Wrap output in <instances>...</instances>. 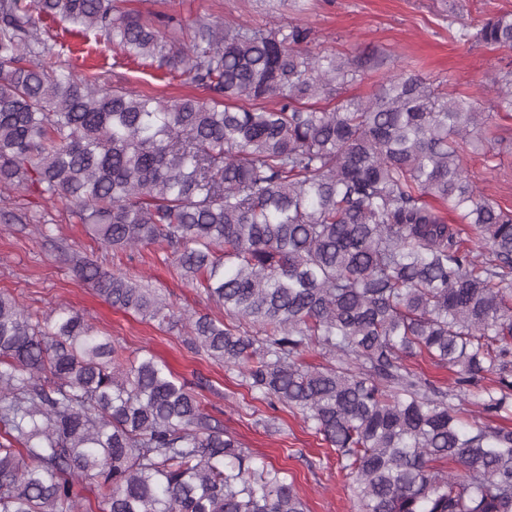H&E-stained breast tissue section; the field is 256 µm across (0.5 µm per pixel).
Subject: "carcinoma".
Wrapping results in <instances>:
<instances>
[{
  "instance_id": "obj_1",
  "label": "carcinoma",
  "mask_w": 512,
  "mask_h": 512,
  "mask_svg": "<svg viewBox=\"0 0 512 512\" xmlns=\"http://www.w3.org/2000/svg\"><path fill=\"white\" fill-rule=\"evenodd\" d=\"M44 18L182 71L211 103L64 68ZM310 36L210 17L166 35L120 0H0V191L65 201L105 250L170 252L224 317L178 315L125 273L66 260L112 307L183 323L251 399L300 415L358 512H512V428L488 422L512 411V209L464 156L493 113L405 70L341 100L375 64L313 54ZM476 38L511 50L512 12ZM494 86L512 112V71ZM312 349L334 363L304 364ZM417 358L455 372L454 389L419 378ZM80 479L102 512H308L152 353L130 359L80 314L35 321L1 293L0 512H83Z\"/></svg>"
}]
</instances>
